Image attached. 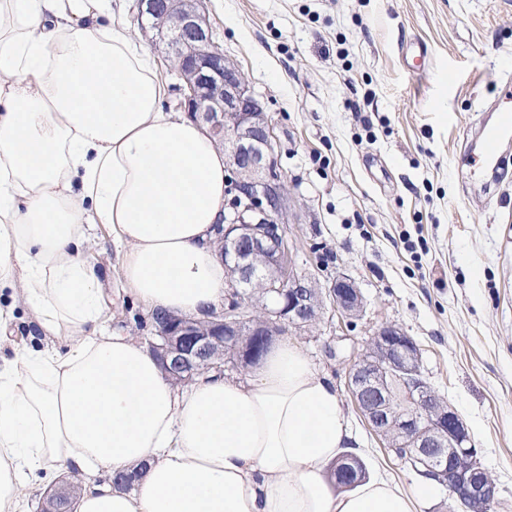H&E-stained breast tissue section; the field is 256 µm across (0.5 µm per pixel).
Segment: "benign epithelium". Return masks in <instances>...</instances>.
<instances>
[{
	"mask_svg": "<svg viewBox=\"0 0 512 512\" xmlns=\"http://www.w3.org/2000/svg\"><path fill=\"white\" fill-rule=\"evenodd\" d=\"M137 20L171 49L188 110L224 144L237 175V206L217 239L228 303L205 322L155 312L149 348L165 377L186 385L202 373L222 371L228 351L237 353V363H251L250 341L267 345L290 328L307 329L322 315L326 296L345 317L360 316L364 299L352 278L338 275L323 290L297 272L282 229L288 192L272 163L271 121L240 71L212 49L198 0H139ZM349 384L372 430L419 474L448 488L468 510L476 501L494 502L496 486L469 446L468 429L427 382L412 337L393 325L381 327L351 359ZM397 387L400 409L392 405Z\"/></svg>",
	"mask_w": 512,
	"mask_h": 512,
	"instance_id": "7a95c632",
	"label": "benign epithelium"
}]
</instances>
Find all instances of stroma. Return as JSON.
<instances>
[{
    "label": "stroma",
    "instance_id": "35a3bbf8",
    "mask_svg": "<svg viewBox=\"0 0 512 512\" xmlns=\"http://www.w3.org/2000/svg\"><path fill=\"white\" fill-rule=\"evenodd\" d=\"M112 0L117 22L155 61L165 111L185 114L164 46ZM213 46L237 65L273 125L274 162L290 196L283 225L300 274L356 281L354 322L325 309L294 334L336 386L367 450L365 469L410 489L421 475L390 453L347 386L350 357L382 325L418 343L439 398L466 424L512 512V138L496 173L476 174L480 120H497L512 73V0H202ZM428 49L417 65L413 47ZM86 258L104 271L105 319L140 342L143 306L119 297L107 226L90 225Z\"/></svg>",
    "mask_w": 512,
    "mask_h": 512
}]
</instances>
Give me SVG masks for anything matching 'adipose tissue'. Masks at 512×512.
Instances as JSON below:
<instances>
[{
	"instance_id": "ef3b65f1",
	"label": "adipose tissue",
	"mask_w": 512,
	"mask_h": 512,
	"mask_svg": "<svg viewBox=\"0 0 512 512\" xmlns=\"http://www.w3.org/2000/svg\"><path fill=\"white\" fill-rule=\"evenodd\" d=\"M106 0H0V294L64 350L0 363V512L23 488L79 474L73 512H412L406 491L329 473L360 455L336 388L278 339L246 379L178 388L146 344L103 322L86 229L109 227L119 286L147 311L204 319L227 294L213 247L231 171L198 121L163 109L166 86ZM144 472L134 492L100 471Z\"/></svg>"
}]
</instances>
